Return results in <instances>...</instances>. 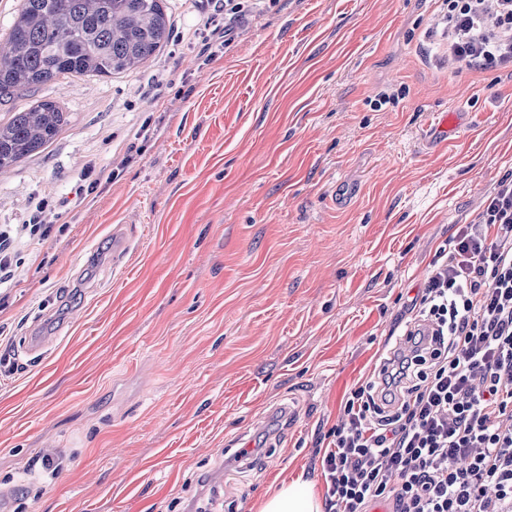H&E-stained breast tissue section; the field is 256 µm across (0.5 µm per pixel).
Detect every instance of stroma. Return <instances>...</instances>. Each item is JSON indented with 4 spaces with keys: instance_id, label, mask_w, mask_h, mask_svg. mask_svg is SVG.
Listing matches in <instances>:
<instances>
[{
    "instance_id": "obj_1",
    "label": "stroma",
    "mask_w": 512,
    "mask_h": 512,
    "mask_svg": "<svg viewBox=\"0 0 512 512\" xmlns=\"http://www.w3.org/2000/svg\"><path fill=\"white\" fill-rule=\"evenodd\" d=\"M167 6L142 68L40 90L68 123L0 173V228L44 199L61 224L15 238L0 289L10 512H257L300 477L325 492L315 449L437 250L512 176V67L449 70L438 0H277L209 59L203 0ZM433 112L457 120L439 144Z\"/></svg>"
}]
</instances>
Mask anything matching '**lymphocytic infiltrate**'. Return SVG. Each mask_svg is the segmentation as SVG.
Instances as JSON below:
<instances>
[{
  "instance_id": "f902f5d3",
  "label": "lymphocytic infiltrate",
  "mask_w": 512,
  "mask_h": 512,
  "mask_svg": "<svg viewBox=\"0 0 512 512\" xmlns=\"http://www.w3.org/2000/svg\"><path fill=\"white\" fill-rule=\"evenodd\" d=\"M449 70L512 65V0H442ZM415 323L316 449L328 512H512V178L458 225Z\"/></svg>"
}]
</instances>
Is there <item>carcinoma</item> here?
<instances>
[{
    "label": "carcinoma",
    "mask_w": 512,
    "mask_h": 512,
    "mask_svg": "<svg viewBox=\"0 0 512 512\" xmlns=\"http://www.w3.org/2000/svg\"><path fill=\"white\" fill-rule=\"evenodd\" d=\"M164 0H19L0 44V103L66 78L110 77L141 68L168 43ZM68 123L50 100L0 123V173L50 145Z\"/></svg>",
    "instance_id": "1"
}]
</instances>
